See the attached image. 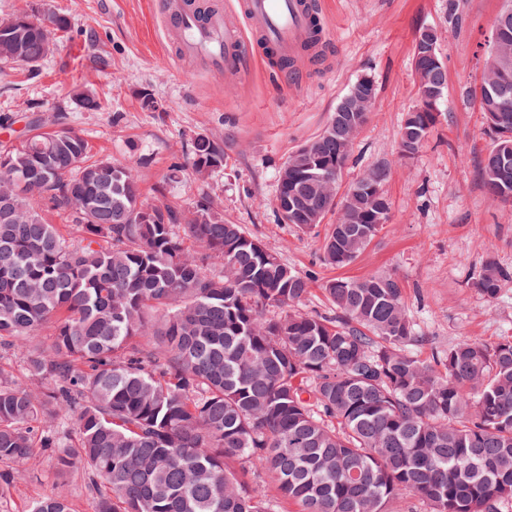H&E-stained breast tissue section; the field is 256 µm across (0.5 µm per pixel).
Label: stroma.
Wrapping results in <instances>:
<instances>
[{"label":"stroma","instance_id":"stroma-1","mask_svg":"<svg viewBox=\"0 0 512 512\" xmlns=\"http://www.w3.org/2000/svg\"><path fill=\"white\" fill-rule=\"evenodd\" d=\"M157 3L43 0L44 9L69 13L72 28L35 74L0 63V141L22 137L32 113H39L47 128L81 132L93 156L138 164L149 203L155 184L181 165L177 182L168 183L169 201L186 206L212 196L225 218L316 280L397 276L421 336L414 345L421 356L463 336L488 342L512 336V283L492 301L472 286L487 256L512 267V207L491 197L478 177L493 138L474 97L503 0H325L332 62L305 65L292 90L263 66L228 79L193 60L173 59ZM426 28L438 30L448 69L445 114L427 143L404 158L400 128L416 103L412 48ZM100 52L109 55L110 67L93 64ZM364 76L374 81L375 109L354 142L342 182L350 184L372 163H389L392 222L353 264L336 271L320 262L325 227L305 233L278 223V170L325 128ZM84 86L97 91L102 110L77 106L74 95ZM145 91L160 103L159 111L142 110ZM199 133L214 136L227 156L226 167L206 183L187 167L190 141ZM21 472L0 500V512H26L32 500L57 494L67 496L76 512H91L93 498L80 472L59 474L46 456Z\"/></svg>","mask_w":512,"mask_h":512}]
</instances>
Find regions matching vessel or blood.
Segmentation results:
<instances>
[{
	"mask_svg": "<svg viewBox=\"0 0 512 512\" xmlns=\"http://www.w3.org/2000/svg\"><path fill=\"white\" fill-rule=\"evenodd\" d=\"M176 53L195 59L202 69L233 77L251 67L254 44L270 47L283 57L299 58L301 45L315 41L324 51L326 31H315L316 0H239L237 9L197 12L182 0H162Z\"/></svg>",
	"mask_w": 512,
	"mask_h": 512,
	"instance_id": "1",
	"label": "vessel or blood"
}]
</instances>
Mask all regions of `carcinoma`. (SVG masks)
Returning a JSON list of instances; mask_svg holds the SVG:
<instances>
[{
    "mask_svg": "<svg viewBox=\"0 0 512 512\" xmlns=\"http://www.w3.org/2000/svg\"><path fill=\"white\" fill-rule=\"evenodd\" d=\"M71 29L38 5L0 19L20 30L36 65ZM415 77L447 92L434 44L416 39ZM491 131L512 133V70L485 73ZM86 111L102 109L91 90ZM443 112L406 113L400 154L422 148ZM370 115L338 104L278 172V222L310 232L331 212L321 262L356 261L391 221L390 167H367L342 197L339 182ZM480 162L484 187L512 203L500 146ZM74 130L33 124L0 146V349L25 362L31 384L0 371V498L40 454L82 470L93 512H400L415 496L432 512H500L512 499V336H465L424 359L404 285L391 274L321 283L331 315L301 309L313 277L226 219L207 194L187 207L143 199L137 166L90 159ZM191 169L226 165L210 135L191 139ZM65 215L64 233L46 212ZM512 268L493 256L473 287L496 299ZM51 337L43 347L32 340ZM76 433L77 445L65 439ZM27 512H74L61 495Z\"/></svg>",
    "mask_w": 512,
    "mask_h": 512,
    "instance_id": "cac0c4a2",
    "label": "carcinoma"
}]
</instances>
